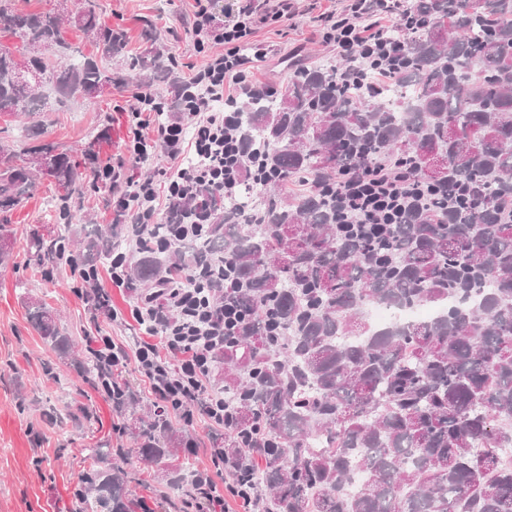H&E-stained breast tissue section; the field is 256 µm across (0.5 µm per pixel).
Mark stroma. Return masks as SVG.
<instances>
[{
    "label": "stroma",
    "instance_id": "stroma-1",
    "mask_svg": "<svg viewBox=\"0 0 512 512\" xmlns=\"http://www.w3.org/2000/svg\"><path fill=\"white\" fill-rule=\"evenodd\" d=\"M102 21L124 29L127 38L125 58L113 62L112 69L123 78V85L52 112L4 121L0 119V143L21 147L27 138L40 136L78 151L90 133L110 129L111 142L103 148L107 165L127 162L125 142L129 136V115L142 85L163 93L169 81L163 72L141 65V56L156 45L174 58V74L189 76L204 57L198 54L186 34L194 10V0H96ZM336 0H303V16L298 28L289 30L276 24L261 26L254 39L272 46L273 52L256 65L259 80L281 88L288 80L287 57L299 54L302 61L334 64L328 49L312 33L318 13L335 8ZM54 187L41 179L31 198L13 211L10 224L14 244L7 264L0 265V512H68L77 478L88 468L84 448L100 439L113 447H130L122 420L108 401L85 383L72 367L60 362L43 343L26 318L23 297L43 298L59 317V324L78 345L87 337L109 335L126 346L146 338L144 327L118 325L103 313L92 310L73 291L68 274L49 273L35 265L29 253L34 231L57 228L59 218L51 207ZM112 221V195L102 185L88 186L84 195L71 204L69 219L73 229L94 222ZM92 410L97 419L78 422L80 409ZM58 414L56 422L44 417V410ZM190 450L184 451L175 467L178 472L201 469L209 464V438L214 435L204 417L185 423L171 416ZM130 474L133 494L146 497L155 512H181L185 497L167 486V477L143 469L136 458L122 463Z\"/></svg>",
    "mask_w": 512,
    "mask_h": 512
}]
</instances>
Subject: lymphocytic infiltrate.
<instances>
[{
	"label": "lymphocytic infiltrate",
	"mask_w": 512,
	"mask_h": 512,
	"mask_svg": "<svg viewBox=\"0 0 512 512\" xmlns=\"http://www.w3.org/2000/svg\"><path fill=\"white\" fill-rule=\"evenodd\" d=\"M234 24L218 26L209 0H195L190 23L193 44L205 60L185 81L174 84L168 95L138 92L131 112L127 151L137 164L149 163L156 154L169 158L172 168L163 170L166 195H159L154 178H124L121 171L106 169L99 181L112 192L115 223L126 228V247L114 253L109 273L123 284L131 256L139 252L144 232L158 221L160 210H174L194 201L198 207L190 219L174 225L164 246L178 249L202 237L211 224L205 205L197 201L201 189L216 187L235 194L248 178L258 177L261 163L247 153L238 134L237 109L251 94L272 93L271 85L258 81L254 60L264 50L248 56L241 47L256 29L266 24H292L298 16V0H239ZM341 5L319 17L318 35L333 52L350 79L376 88L377 80L403 58L405 41L386 35L395 17L406 14V0H340ZM217 53H210V46ZM330 192L354 232L375 236L386 224L396 223L410 204L427 207L444 197L447 208L460 206L464 191L437 194L428 184L402 170L398 162L384 160L337 176ZM211 278L187 280L168 276L159 288L139 296L131 315L146 330L160 329L159 343L139 342L126 351L112 337L102 336L94 350L103 369L135 363L143 381L166 408L193 423L202 415L211 426L232 430L235 413L219 388L207 383L224 347L238 340L246 313L233 300L215 298L214 280L220 279L223 256L212 262ZM211 466L192 478L196 512L205 506L223 505L225 495L241 500L247 512H264L260 492L245 467L227 463L221 449H212Z\"/></svg>",
	"instance_id": "obj_1"
}]
</instances>
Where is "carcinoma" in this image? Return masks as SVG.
I'll return each mask as SVG.
<instances>
[{
    "label": "carcinoma",
    "instance_id": "carcinoma-1",
    "mask_svg": "<svg viewBox=\"0 0 512 512\" xmlns=\"http://www.w3.org/2000/svg\"><path fill=\"white\" fill-rule=\"evenodd\" d=\"M418 19L406 60L372 97L327 65H292L276 96L240 110L247 148L266 164L268 187L299 185L290 201H257L246 180L229 198L206 188L210 234L175 252L146 249L130 266L135 290L183 271L194 277L216 254L233 272L219 299L248 316L237 345L224 351V396L236 429L259 425L247 454L236 435L214 439L230 462L244 460L265 493L266 512H512V0H414ZM69 22L105 57L126 36L101 22L94 0H58L56 12H25L0 0V116L34 114L87 99L122 83L65 42ZM106 131L81 161L54 141L16 153L0 144V239L9 217L32 196L51 163L55 207L70 212L82 195L80 168L96 173ZM405 160L422 181L471 189L468 205L411 208L379 240L352 239L322 185L338 170L385 156ZM116 225L81 240L76 258L96 266L119 247ZM64 236H31L40 265L54 262ZM446 303L442 315L366 335L363 308ZM29 322L56 357L95 380L99 361L78 357L53 310L26 301ZM348 336H363L353 344ZM130 396L114 405L138 440L146 467L178 456L183 436L161 412L145 421ZM101 463L81 475L72 512H148L112 467L110 442L86 449ZM363 480L352 496L343 485Z\"/></svg>",
    "mask_w": 512,
    "mask_h": 512
}]
</instances>
